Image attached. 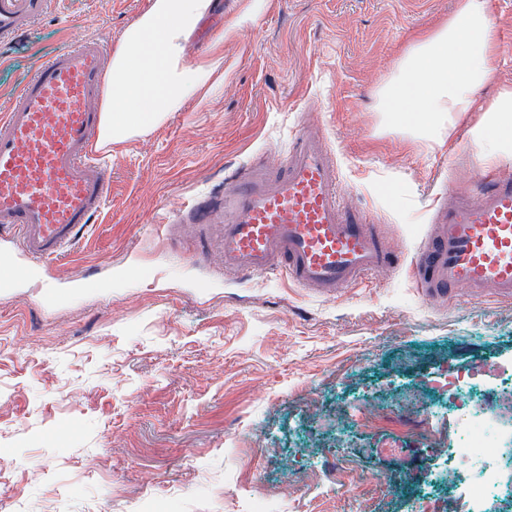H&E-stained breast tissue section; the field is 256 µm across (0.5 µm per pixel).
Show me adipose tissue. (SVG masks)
I'll list each match as a JSON object with an SVG mask.
<instances>
[{"instance_id":"adipose-tissue-1","label":"adipose tissue","mask_w":512,"mask_h":512,"mask_svg":"<svg viewBox=\"0 0 512 512\" xmlns=\"http://www.w3.org/2000/svg\"><path fill=\"white\" fill-rule=\"evenodd\" d=\"M223 10V0H152L112 54L98 148L145 133L187 100L221 90L223 56L190 62L185 49L200 23ZM495 61L486 0H459L448 21L419 35L381 83L378 109L396 130L441 137L458 115L472 111ZM471 142L490 156L512 153V88L500 89L484 107Z\"/></svg>"}]
</instances>
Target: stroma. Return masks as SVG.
Instances as JSON below:
<instances>
[{"label":"stroma","instance_id":"35a3bbf8","mask_svg":"<svg viewBox=\"0 0 512 512\" xmlns=\"http://www.w3.org/2000/svg\"><path fill=\"white\" fill-rule=\"evenodd\" d=\"M151 0H50L0 40V111L50 58L117 46ZM497 65L475 94L512 87V0H487ZM456 0H224L187 60L224 28V87L105 153L102 217L47 286L0 298V503L13 512H405L428 461L456 441L450 375L477 366L497 397L512 365V299L435 304L411 273L448 182L512 156L389 128L376 93ZM321 133L342 201L382 225L404 263L332 296L266 274L237 280L183 232L224 177L277 165L303 123ZM83 278L80 293L67 284ZM394 486H385L387 478Z\"/></svg>","mask_w":512,"mask_h":512}]
</instances>
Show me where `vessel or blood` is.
I'll return each mask as SVG.
<instances>
[{
    "label": "vessel or blood",
    "instance_id": "b4317fda",
    "mask_svg": "<svg viewBox=\"0 0 512 512\" xmlns=\"http://www.w3.org/2000/svg\"><path fill=\"white\" fill-rule=\"evenodd\" d=\"M49 0H0V35L47 11ZM107 46L90 38L51 59L0 113V295L16 283L52 281L102 213L110 172L95 149L106 95ZM435 206L411 269L425 295L461 292L512 299V178L475 171L472 190L454 189ZM197 241L235 276L277 272L324 295L369 272L392 269L400 251L359 211L346 207L336 162L321 138L302 131L277 167L250 168L225 190L219 208L202 207Z\"/></svg>",
    "mask_w": 512,
    "mask_h": 512
}]
</instances>
